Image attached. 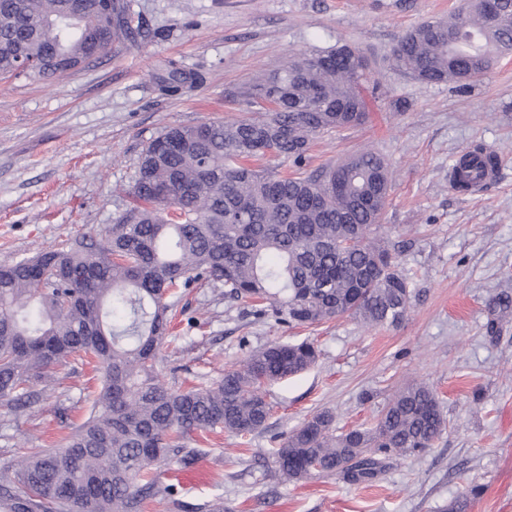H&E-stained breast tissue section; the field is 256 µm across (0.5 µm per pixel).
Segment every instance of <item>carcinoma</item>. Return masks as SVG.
Returning <instances> with one entry per match:
<instances>
[{"mask_svg":"<svg viewBox=\"0 0 512 512\" xmlns=\"http://www.w3.org/2000/svg\"><path fill=\"white\" fill-rule=\"evenodd\" d=\"M471 0L425 22L392 50V66L425 84L478 81L512 51V0ZM0 0V76L51 81L129 38L122 0ZM346 46L293 56L252 85L257 118L168 127L139 158L134 204L99 243L76 240L0 266V401L25 407L72 355L95 362L98 391L85 420L59 448L0 468V512H138L171 495L160 467L195 455L185 440L222 429L265 427L264 386L307 370L314 343L250 352L218 381L171 388L159 377L174 289L200 283L255 303V315L293 324L350 316L395 325L412 290L382 236L388 193L384 159L364 148L331 167L306 169L311 138L362 124L370 112V66ZM293 161L282 176L259 161ZM447 427L427 384L409 383L375 424L338 434L322 411L285 435L280 477L314 472L352 484L375 479L391 454L421 452Z\"/></svg>","mask_w":512,"mask_h":512,"instance_id":"1","label":"carcinoma"}]
</instances>
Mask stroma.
<instances>
[{
	"label": "stroma",
	"instance_id": "1",
	"mask_svg": "<svg viewBox=\"0 0 512 512\" xmlns=\"http://www.w3.org/2000/svg\"><path fill=\"white\" fill-rule=\"evenodd\" d=\"M132 34L111 53L52 82L0 81V265L111 224L125 212L144 147L166 127L239 119L242 94L290 55L349 44L372 61L381 96L360 126L314 138L310 168L357 150L390 171L381 231L413 287L405 319L365 327L350 317L291 328L254 315L223 289L178 294L169 334L179 350L163 371L172 387L220 379L250 352L308 340L310 369L273 384L272 415L245 437L192 436L193 461L170 471L173 498L139 512H512V313L489 336V300L512 288V53L469 88L427 85L392 70L393 45L413 27L458 12L464 0H127ZM409 104L407 111L395 101ZM503 162L498 184L469 197L448 175L462 150ZM423 380L447 429L432 448L385 459L377 478L352 485L317 475L282 482L275 456L287 432L330 410L338 430L371 424L387 399ZM91 366L59 364L24 411L0 405V467L19 448H54L87 416Z\"/></svg>",
	"mask_w": 512,
	"mask_h": 512
}]
</instances>
